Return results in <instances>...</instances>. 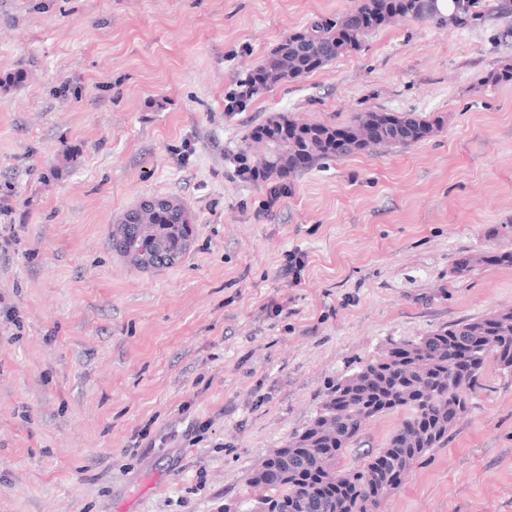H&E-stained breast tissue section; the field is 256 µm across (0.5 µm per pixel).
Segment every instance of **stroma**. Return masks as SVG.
I'll use <instances>...</instances> for the list:
<instances>
[{
    "instance_id": "obj_1",
    "label": "stroma",
    "mask_w": 512,
    "mask_h": 512,
    "mask_svg": "<svg viewBox=\"0 0 512 512\" xmlns=\"http://www.w3.org/2000/svg\"><path fill=\"white\" fill-rule=\"evenodd\" d=\"M499 2L462 27L384 24L231 110L288 34L358 0H0V512H247L252 470L330 382L512 308V266L484 261L512 250ZM369 111L434 130L290 174L269 209L237 173L271 114ZM161 196L190 211V246L140 271L109 231ZM381 512H512V373L487 362Z\"/></svg>"
}]
</instances>
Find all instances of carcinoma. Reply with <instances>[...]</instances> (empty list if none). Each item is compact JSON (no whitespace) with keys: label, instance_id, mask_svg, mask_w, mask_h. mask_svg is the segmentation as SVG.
Listing matches in <instances>:
<instances>
[{"label":"carcinoma","instance_id":"1","mask_svg":"<svg viewBox=\"0 0 512 512\" xmlns=\"http://www.w3.org/2000/svg\"><path fill=\"white\" fill-rule=\"evenodd\" d=\"M358 9L363 24L350 35L338 19L325 16L289 34L259 68L266 75L262 87L321 69L360 47L394 15L441 25L430 0H362ZM266 125L280 131L265 139L269 151L257 167L266 181L374 145L415 143L432 131V124L410 113L361 112L345 126L298 123L279 113ZM368 128L375 136L366 142L362 133ZM190 224V212L179 199L162 197L112 225V248L121 254L144 251L180 258ZM490 359L512 372V309L392 342L381 358L336 381L308 425L255 467L248 512H379L382 499L401 484L408 467L448 443ZM398 410L406 416L383 447L359 455L346 470L336 468L368 420Z\"/></svg>","mask_w":512,"mask_h":512}]
</instances>
